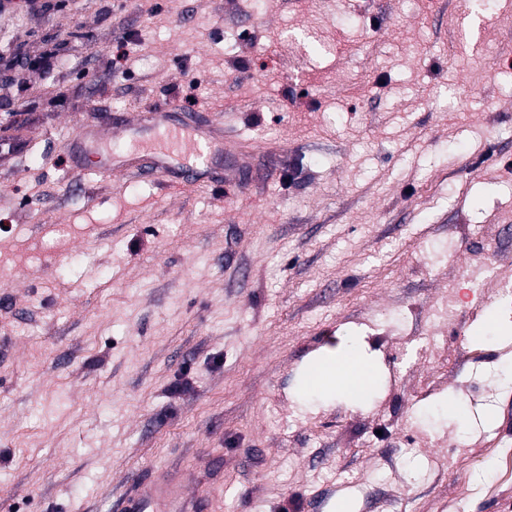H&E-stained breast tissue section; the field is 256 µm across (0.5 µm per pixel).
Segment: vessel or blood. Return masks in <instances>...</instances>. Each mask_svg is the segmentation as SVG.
Returning a JSON list of instances; mask_svg holds the SVG:
<instances>
[{"label": "vessel or blood", "instance_id": "obj_1", "mask_svg": "<svg viewBox=\"0 0 512 512\" xmlns=\"http://www.w3.org/2000/svg\"><path fill=\"white\" fill-rule=\"evenodd\" d=\"M178 104L150 105L133 120L117 118L81 124L67 139L66 154L78 170L122 173L170 185L175 181L205 186L238 185L241 176L228 168L218 171L217 154L224 150V126L217 121L180 120ZM120 128L125 150L111 146L113 128ZM188 472L151 470L133 480L123 497L124 512H206L207 502L191 489Z\"/></svg>", "mask_w": 512, "mask_h": 512}]
</instances>
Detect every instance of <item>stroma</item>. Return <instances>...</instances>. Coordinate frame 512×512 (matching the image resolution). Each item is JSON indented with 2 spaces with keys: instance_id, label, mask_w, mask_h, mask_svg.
<instances>
[{
  "instance_id": "stroma-1",
  "label": "stroma",
  "mask_w": 512,
  "mask_h": 512,
  "mask_svg": "<svg viewBox=\"0 0 512 512\" xmlns=\"http://www.w3.org/2000/svg\"><path fill=\"white\" fill-rule=\"evenodd\" d=\"M49 3L0 15V140L32 142L0 164L8 512H115L131 476L214 458L213 512H512L476 336L512 296L468 280L512 282V0ZM188 95L252 182L72 169L82 120ZM344 341L380 370L356 406L301 383ZM454 390L495 423L467 435Z\"/></svg>"
}]
</instances>
